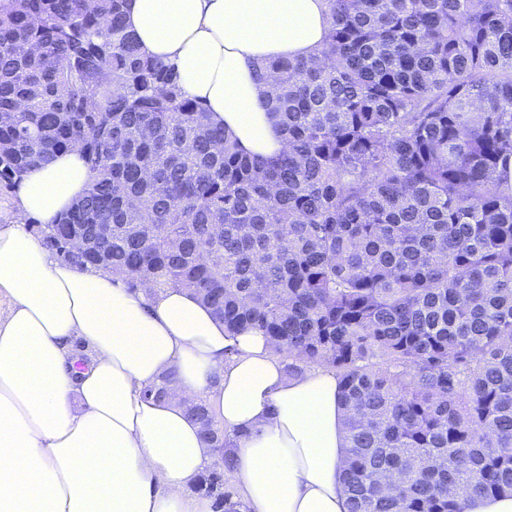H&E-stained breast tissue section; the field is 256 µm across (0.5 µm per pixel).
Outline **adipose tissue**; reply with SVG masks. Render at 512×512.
<instances>
[{
	"instance_id": "ef3b65f1",
	"label": "adipose tissue",
	"mask_w": 512,
	"mask_h": 512,
	"mask_svg": "<svg viewBox=\"0 0 512 512\" xmlns=\"http://www.w3.org/2000/svg\"><path fill=\"white\" fill-rule=\"evenodd\" d=\"M125 22L260 156L285 141L254 61L314 55L330 29L325 0H126ZM88 185L80 150L61 152L24 173L0 223V512H212L193 491L214 461L186 413L199 396L234 450L241 512H348L335 373L288 375L265 336H227L183 287L133 292L120 273L55 259L27 220L53 223ZM165 374L167 397H147Z\"/></svg>"
}]
</instances>
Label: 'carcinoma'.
I'll list each match as a JSON object with an SVG mask.
<instances>
[{"mask_svg":"<svg viewBox=\"0 0 512 512\" xmlns=\"http://www.w3.org/2000/svg\"><path fill=\"white\" fill-rule=\"evenodd\" d=\"M124 0H0V182L77 146L89 189L55 220L112 225L135 290L178 284L289 375L336 373L349 512H464L512 493V0H326L308 59H263L286 149H238ZM222 468L233 452L187 403Z\"/></svg>","mask_w":512,"mask_h":512,"instance_id":"cac0c4a2","label":"carcinoma"}]
</instances>
